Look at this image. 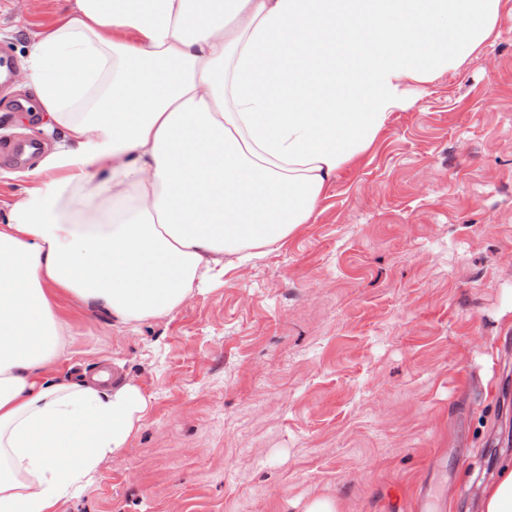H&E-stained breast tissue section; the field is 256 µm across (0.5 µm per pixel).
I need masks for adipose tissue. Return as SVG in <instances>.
<instances>
[{
    "instance_id": "obj_1",
    "label": "adipose tissue",
    "mask_w": 512,
    "mask_h": 512,
    "mask_svg": "<svg viewBox=\"0 0 512 512\" xmlns=\"http://www.w3.org/2000/svg\"><path fill=\"white\" fill-rule=\"evenodd\" d=\"M501 0H74L23 68L61 138L0 209V512H61L121 455L137 385L63 372L62 301L172 315L311 219Z\"/></svg>"
}]
</instances>
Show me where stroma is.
I'll return each instance as SVG.
<instances>
[{
	"label": "stroma",
	"instance_id": "obj_1",
	"mask_svg": "<svg viewBox=\"0 0 512 512\" xmlns=\"http://www.w3.org/2000/svg\"><path fill=\"white\" fill-rule=\"evenodd\" d=\"M72 3L0 0V47L24 60ZM416 96L308 224L172 316L71 308L73 360L147 406L63 512H479L512 458V0Z\"/></svg>",
	"mask_w": 512,
	"mask_h": 512
}]
</instances>
